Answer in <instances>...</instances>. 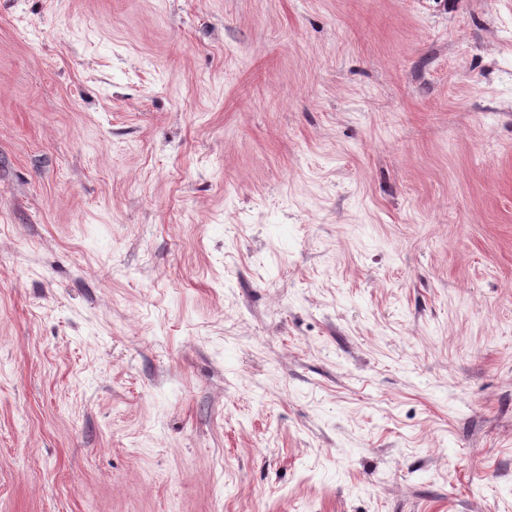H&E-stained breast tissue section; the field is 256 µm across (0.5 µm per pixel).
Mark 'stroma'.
Segmentation results:
<instances>
[{
  "label": "stroma",
  "instance_id": "stroma-1",
  "mask_svg": "<svg viewBox=\"0 0 512 512\" xmlns=\"http://www.w3.org/2000/svg\"><path fill=\"white\" fill-rule=\"evenodd\" d=\"M0 512H512V0H0Z\"/></svg>",
  "mask_w": 512,
  "mask_h": 512
}]
</instances>
